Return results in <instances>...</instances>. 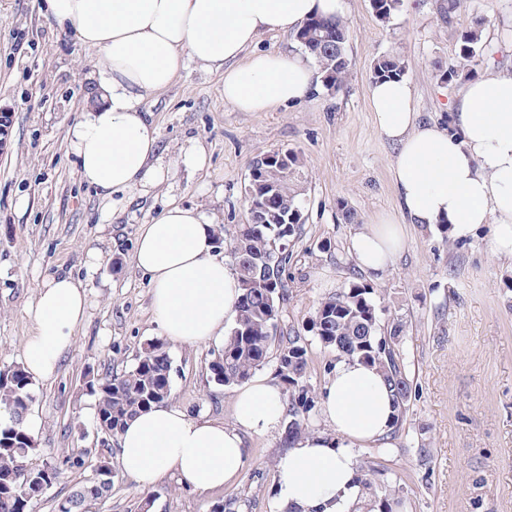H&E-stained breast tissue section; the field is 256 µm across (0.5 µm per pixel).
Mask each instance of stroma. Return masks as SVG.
Returning <instances> with one entry per match:
<instances>
[{"mask_svg": "<svg viewBox=\"0 0 512 512\" xmlns=\"http://www.w3.org/2000/svg\"><path fill=\"white\" fill-rule=\"evenodd\" d=\"M443 0H402L381 21L371 0H348L352 68L337 93L317 89L272 112H239L224 101V75L193 62L166 90L144 100L159 127L158 156L168 170L155 185L105 197L84 182L68 132L86 112L100 58L40 10L41 0H0V106L12 113L10 146L0 153V364H17L31 331L27 309L42 281L69 273L88 293L86 320L54 377L34 382L31 407L42 424L37 460L62 478L33 512H56L91 475L78 449L97 454L94 399L87 369L130 368L146 340L158 337L150 287L133 261L140 225L171 202L198 208L218 225L249 221L244 187L260 153L282 149L301 162L297 190L301 234L290 247L283 334L307 335L319 303L357 281L376 290L380 324L403 326L400 349L412 391L399 433L387 448L354 446L359 461L400 480V512H512V261L491 249L485 224L458 241L420 224L405 227L404 250L377 278L350 250L359 226L397 214L390 177L392 144L378 133L368 101L371 68L397 56L422 119L447 123V105L463 83L439 73L458 60L461 36L485 17L475 77L512 67V0H462L452 19ZM205 161H188L190 149ZM353 220H345L344 211ZM221 341L168 345L174 373L169 401L193 417L232 422L234 389L210 382L207 366ZM281 430L246 439L238 482L206 493L166 478L143 488L120 474L96 512H212L231 496L237 512H282L275 475Z\"/></svg>", "mask_w": 512, "mask_h": 512, "instance_id": "obj_1", "label": "stroma"}]
</instances>
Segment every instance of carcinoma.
I'll use <instances>...</instances> for the list:
<instances>
[{
  "label": "carcinoma",
  "mask_w": 512,
  "mask_h": 512,
  "mask_svg": "<svg viewBox=\"0 0 512 512\" xmlns=\"http://www.w3.org/2000/svg\"><path fill=\"white\" fill-rule=\"evenodd\" d=\"M400 0H376L374 10L383 21L398 11ZM477 19L462 35L457 63L440 74L450 83L459 74L470 72L484 54L482 26ZM348 28L341 18H312L296 34L305 51L319 65L323 86L339 92L352 62L347 54ZM405 62L395 57H382L372 67V79L400 78ZM288 167H299V158L288 157ZM286 167V168H288ZM282 167L274 173L257 169L258 191L269 201V211L287 217L301 210L295 177ZM299 224H280L271 219L261 223L236 224L232 232L217 227L215 242L230 246L235 270L241 283L232 327L224 336V345L208 363L209 378L222 387L239 386L257 370L270 362L272 346H278L275 378L285 409L284 445L292 446L308 428L315 407L314 388L308 383L307 346L302 337L278 336V324L288 297L287 247L300 234ZM375 289L351 283L339 293L319 304L314 318L321 327L312 332L325 348L336 353V359H357L373 364L381 371L393 393L397 408L393 432L400 431L408 411L410 379L398 338L401 327L381 333L379 316L372 295ZM172 360L165 343L159 339L145 341L135 363L121 374H92L87 392L94 397L95 420L108 438L117 437L125 423L137 414L169 399L171 395ZM32 380L19 365L0 367V512H30L38 500V490L60 481L62 472L55 466L33 463L39 452L36 438L28 434L22 422L33 401ZM377 471L361 469L358 482L362 499L368 500L372 512H393L400 489L392 487L378 494L374 480Z\"/></svg>",
  "instance_id": "obj_1"
}]
</instances>
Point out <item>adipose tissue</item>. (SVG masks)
Wrapping results in <instances>:
<instances>
[{
  "instance_id": "1",
  "label": "adipose tissue",
  "mask_w": 512,
  "mask_h": 512,
  "mask_svg": "<svg viewBox=\"0 0 512 512\" xmlns=\"http://www.w3.org/2000/svg\"><path fill=\"white\" fill-rule=\"evenodd\" d=\"M346 9L347 0H42L43 13L75 31L105 67L90 112L70 131L82 179L107 197L165 178L153 161L159 128L140 104L188 62L223 72L224 100L238 111L299 103L318 84L310 58L255 44L264 33L296 31L311 17ZM368 93L379 134L396 147L390 176L400 215L354 233L359 269L382 274L402 250L408 222L447 225L460 240L492 224L493 251L512 259V70L466 83L448 129L420 120L405 79L373 81ZM214 232L202 213L176 204L139 229L135 265L148 278L153 320L170 343L221 338L235 314L240 282L216 253ZM86 312V290L72 275L43 281L27 310L32 332L23 368L31 379L54 376ZM322 413L331 432L306 434L279 460L276 489L290 512H352L360 463L351 447L387 436L395 408L376 367L342 359L323 389ZM282 417L277 388L257 377L238 390L230 424L164 403L137 415L117 437V460L142 486L171 476L206 492L233 484L245 435L274 431Z\"/></svg>"
}]
</instances>
